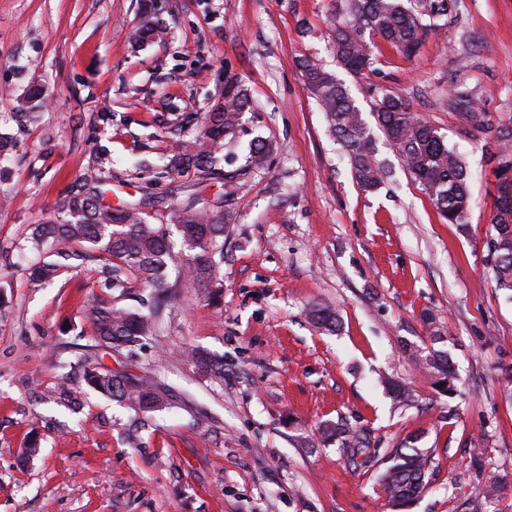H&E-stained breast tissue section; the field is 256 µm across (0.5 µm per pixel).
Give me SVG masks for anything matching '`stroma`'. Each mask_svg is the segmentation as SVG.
I'll return each mask as SVG.
<instances>
[{"label": "stroma", "mask_w": 512, "mask_h": 512, "mask_svg": "<svg viewBox=\"0 0 512 512\" xmlns=\"http://www.w3.org/2000/svg\"><path fill=\"white\" fill-rule=\"evenodd\" d=\"M157 2L169 36L136 49L140 0H0V135L12 143L0 160V512H469L495 476L509 485L494 508L512 512V301L487 266L497 163L484 149L512 128V0H452L414 57L380 46L361 76L336 68V0ZM304 58L337 71L364 118L367 87L392 91L464 153V225L440 218L380 131L392 176L374 192L356 185L307 92ZM229 79L253 105L234 149L265 138L266 169L229 185L158 177L163 156L223 105ZM459 85L484 128L460 117ZM36 87L46 103L20 121ZM91 166L108 203L151 217L182 199L202 210L230 199L210 287L173 265L161 331L133 362L168 389L159 412L90 389L76 408L54 396L62 377L82 385L81 360L98 354L80 333L81 307L102 278L87 257L30 288L31 234ZM314 302L337 310L336 334L308 322ZM427 312L451 329V397L412 358L431 344ZM189 345L223 358V380L181 357ZM384 375L409 383L412 402L395 405ZM340 419L375 447L411 437L430 449L427 491L397 510L373 468L296 445ZM33 439L39 453L23 455Z\"/></svg>", "instance_id": "35a3bbf8"}]
</instances>
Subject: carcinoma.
Wrapping results in <instances>:
<instances>
[{
	"label": "carcinoma",
	"instance_id": "carcinoma-1",
	"mask_svg": "<svg viewBox=\"0 0 512 512\" xmlns=\"http://www.w3.org/2000/svg\"><path fill=\"white\" fill-rule=\"evenodd\" d=\"M338 13L343 20L334 31V53L338 64L358 75L371 69L375 58L373 39L410 58L422 44L427 31L437 26L436 20L448 14V0H341ZM167 27L157 23L138 26L132 39L141 42L165 40ZM307 90L325 114L327 127L348 159L351 173L365 192H373L383 183L386 170L376 157L371 130L349 88L336 74L308 60L300 62ZM374 118L385 139L400 155L404 168L423 187L438 214L449 224L463 225L471 205V173L462 154L448 146L438 128L411 110L410 104L396 94L381 93L372 88ZM250 107V99L242 86L230 79L224 85V106L205 119L203 134L189 145L177 149L164 165L163 173L181 176L191 171L217 174V166L226 160L224 146L237 141L243 131L242 114ZM491 156L498 162L512 161V130L503 129L493 137ZM272 144L254 139L242 166L224 172L232 182L242 176L266 168ZM82 190L68 195L57 209V215L37 225L32 243L38 249L47 242L55 250L42 255L31 268L29 280L36 286L53 279L60 271V257L70 256L75 245L97 253L103 272L104 287L123 296L133 288H150L154 299L167 290L168 268L174 262V241L170 228L178 233L182 251L192 253L184 275L198 287L212 279V254L223 247L224 217L221 210L201 211L195 206L179 205L169 209L155 224L134 205L112 207L104 202L101 179L91 169L80 177ZM491 233L486 238L487 264L496 288L512 291V181L500 184L499 194L490 218ZM88 333L95 346L114 351L124 350L133 357L142 341L156 335L158 310L147 312L117 305L112 294H94L84 305ZM318 328L334 333L339 319L336 311L313 305L308 311ZM187 357L215 378H224V362L194 349L185 350ZM419 366L435 387L444 393L456 392L457 369L451 356L430 348L418 355ZM84 381L103 396L133 409L151 413L168 405L166 391L155 381L115 371L102 366L84 365ZM393 401L404 403L409 389L397 380L385 379ZM322 442L336 444L337 450L353 457L367 453L380 459V449L370 447L366 435L348 423H325L320 427ZM392 464L378 475L386 498L402 506L426 489V472L431 453L413 444L393 448L387 454ZM501 481L494 477L484 484L482 495L473 501V512H488L487 505L498 500Z\"/></svg>",
	"mask_w": 512,
	"mask_h": 512
}]
</instances>
